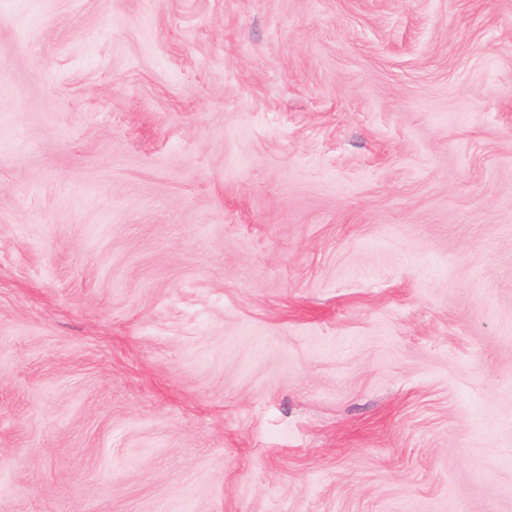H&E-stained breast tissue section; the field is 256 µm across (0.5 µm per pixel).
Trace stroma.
I'll return each instance as SVG.
<instances>
[{"label": "stroma", "mask_w": 512, "mask_h": 512, "mask_svg": "<svg viewBox=\"0 0 512 512\" xmlns=\"http://www.w3.org/2000/svg\"><path fill=\"white\" fill-rule=\"evenodd\" d=\"M0 512H512V0H0Z\"/></svg>", "instance_id": "obj_1"}]
</instances>
